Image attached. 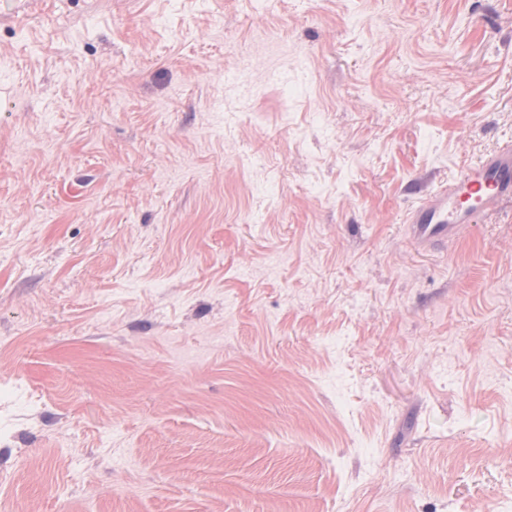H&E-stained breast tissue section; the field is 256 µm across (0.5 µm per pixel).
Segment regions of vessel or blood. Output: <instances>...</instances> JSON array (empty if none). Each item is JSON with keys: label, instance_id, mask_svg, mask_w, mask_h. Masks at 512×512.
I'll return each mask as SVG.
<instances>
[{"label": "vessel or blood", "instance_id": "b4317fda", "mask_svg": "<svg viewBox=\"0 0 512 512\" xmlns=\"http://www.w3.org/2000/svg\"><path fill=\"white\" fill-rule=\"evenodd\" d=\"M512 200V144L500 147L453 179L422 194L406 222L411 242L422 249L457 237L475 217L496 215Z\"/></svg>", "mask_w": 512, "mask_h": 512}]
</instances>
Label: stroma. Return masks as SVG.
I'll list each match as a JSON object with an SVG mask.
<instances>
[{"instance_id": "35a3bbf8", "label": "stroma", "mask_w": 512, "mask_h": 512, "mask_svg": "<svg viewBox=\"0 0 512 512\" xmlns=\"http://www.w3.org/2000/svg\"><path fill=\"white\" fill-rule=\"evenodd\" d=\"M512 0H0V512H512ZM512 200V144L500 147L453 179L422 194L405 220L411 242L422 249L457 237L476 216L496 215Z\"/></svg>"}]
</instances>
